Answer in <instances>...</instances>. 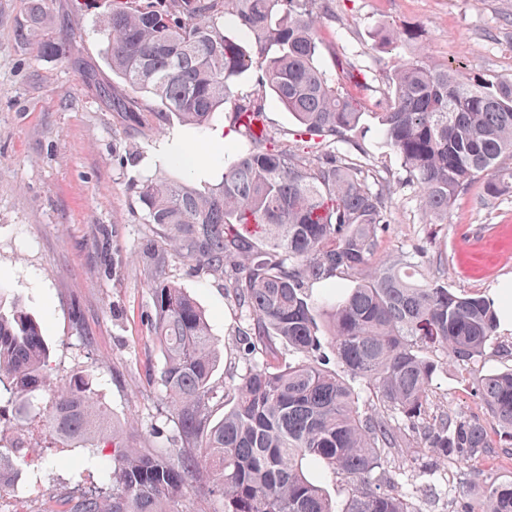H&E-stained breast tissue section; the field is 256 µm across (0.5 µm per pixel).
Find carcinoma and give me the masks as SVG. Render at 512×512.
<instances>
[{
  "instance_id": "carcinoma-1",
  "label": "carcinoma",
  "mask_w": 512,
  "mask_h": 512,
  "mask_svg": "<svg viewBox=\"0 0 512 512\" xmlns=\"http://www.w3.org/2000/svg\"><path fill=\"white\" fill-rule=\"evenodd\" d=\"M320 0H113L104 54L127 87L98 82L112 110L147 112L156 127L177 116L198 128L231 104V122L249 145L224 164L217 187L197 189L183 173L141 184L151 224L197 265L230 264L236 302L253 322L249 350L278 342L284 362L250 366L224 399V417L208 422L217 352L197 302L174 283L149 288L153 333L163 356L161 381L185 446L167 452L113 441L112 493L83 500L76 512H175L194 488L222 512H418L387 459L420 440L439 464L467 465L487 453L483 422L452 411L429 414L433 381L452 362L476 365L497 339L498 315L481 296H463L419 275L399 256L374 262L386 220V194L338 149L363 125V105L320 63ZM231 16L243 38L225 32ZM50 24L44 0H32L18 40ZM377 37L416 39L386 26ZM73 36L37 43L63 58ZM298 125V145L282 146L262 121L259 99L234 95L249 71ZM146 93L156 106L145 105ZM384 144L419 189L429 224L448 223V208L472 180L487 177L491 196L512 182V82H489L414 57L394 66L385 108L375 113ZM358 274L335 287L328 331L318 322L310 286ZM0 396L24 423L28 396L50 385L49 346L40 323L19 303L2 305ZM367 384L371 402L353 381ZM477 396L512 445V369L489 372ZM52 434L85 439L111 429L93 379L81 375L53 392L45 419ZM330 474L350 488L340 506L320 484ZM476 498L456 512H512V482L474 474Z\"/></svg>"
}]
</instances>
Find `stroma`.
I'll return each mask as SVG.
<instances>
[{
    "label": "stroma",
    "instance_id": "stroma-1",
    "mask_svg": "<svg viewBox=\"0 0 512 512\" xmlns=\"http://www.w3.org/2000/svg\"><path fill=\"white\" fill-rule=\"evenodd\" d=\"M54 22L43 33L75 34L66 59L38 55L15 33L31 0H0V286L42 325L54 385L93 375L97 397L124 444L170 449L183 441L165 403L162 354L152 335L149 289L158 279L183 288L207 317L218 352L209 418L224 415V391L250 362L287 357L282 345L249 352L250 320L228 273L196 265L164 244L165 229L146 221L134 186L170 176L162 147L169 130L182 148L207 149L210 132L226 129L229 112L209 127L171 120L168 131L126 122L84 77L113 74L103 56L111 0H47ZM333 18L321 29L324 66L362 99L367 116L349 161L388 195L379 258L416 254L429 275L455 292L493 297L512 289V193L488 196L475 178L451 205L444 224L427 223L399 158L383 143L381 111L395 64L417 55L492 82L512 81V0H326ZM414 29L416 40L381 46L380 24ZM512 367V329L500 328L479 372L450 363L438 373L434 414L455 411L487 419L475 394L478 374ZM23 431L32 447L13 473L26 498L0 492V512H74L84 497L110 493L112 447L105 438L71 441L43 425L52 393L38 390ZM419 451L403 479L420 512H453L477 494L464 465L432 467Z\"/></svg>",
    "mask_w": 512,
    "mask_h": 512
}]
</instances>
